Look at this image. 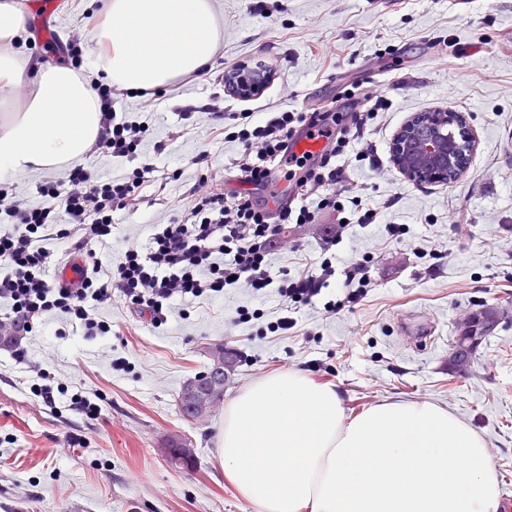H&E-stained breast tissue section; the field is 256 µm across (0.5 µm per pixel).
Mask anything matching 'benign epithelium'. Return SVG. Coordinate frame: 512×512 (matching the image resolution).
<instances>
[{
    "instance_id": "benign-epithelium-1",
    "label": "benign epithelium",
    "mask_w": 512,
    "mask_h": 512,
    "mask_svg": "<svg viewBox=\"0 0 512 512\" xmlns=\"http://www.w3.org/2000/svg\"><path fill=\"white\" fill-rule=\"evenodd\" d=\"M232 90L242 98L260 94L267 83L265 72L241 68L230 78ZM474 146V135L467 118L448 110L422 112L409 119L391 143V155L399 172L407 180L421 184H446L448 175L462 176ZM231 361L216 358V376H200L190 383L182 399L190 409L204 416L213 403L217 389L224 387Z\"/></svg>"
}]
</instances>
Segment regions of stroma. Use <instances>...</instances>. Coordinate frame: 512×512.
<instances>
[{
    "mask_svg": "<svg viewBox=\"0 0 512 512\" xmlns=\"http://www.w3.org/2000/svg\"><path fill=\"white\" fill-rule=\"evenodd\" d=\"M17 45L63 36L98 0H40ZM216 50L204 81L163 88L143 156L168 167L165 188L146 187L140 211L116 237L138 236L144 221L168 222V199L197 179L190 159L208 152L224 187L241 189L231 160L238 146L208 115L179 120L180 111L216 93L228 112H349L343 93L379 88L392 102L372 130L379 171L348 169L349 183L381 209L386 224H405L406 243L379 245L375 285L353 308L318 309L301 335L267 330L265 320L236 323L238 308H259L245 290L187 305L153 328L121 301L100 315L106 338L82 340L50 319L26 337L24 356L0 346V512H256L224 479L218 459L223 410L189 424L175 401L208 363L204 347L224 345L237 362L224 387L232 398L273 373L297 371L334 386L347 416L386 403L431 402L485 441L501 496H512V0H210ZM264 62L273 78L259 100L226 94L220 78L240 64ZM450 108L473 127L476 148L468 172L450 185L418 186L393 166L390 143L417 112ZM163 153H156L157 145ZM400 201L393 208L391 195ZM457 212L460 224L448 221ZM428 249L420 256L418 248ZM486 306L501 310L492 335L477 344L469 365L450 369L466 318ZM431 325L436 339L417 350L401 324ZM129 362L112 370L111 359ZM72 382L100 405L98 419L70 407L69 396L48 405L29 389L38 373ZM179 435L196 450L194 467L171 465L164 437ZM81 446L70 447V437Z\"/></svg>",
    "mask_w": 512,
    "mask_h": 512,
    "instance_id": "1",
    "label": "stroma"
}]
</instances>
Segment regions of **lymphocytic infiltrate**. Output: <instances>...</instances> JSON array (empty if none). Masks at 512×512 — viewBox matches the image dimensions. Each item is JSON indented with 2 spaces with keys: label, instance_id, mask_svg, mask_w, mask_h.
Wrapping results in <instances>:
<instances>
[{
  "label": "lymphocytic infiltrate",
  "instance_id": "1",
  "mask_svg": "<svg viewBox=\"0 0 512 512\" xmlns=\"http://www.w3.org/2000/svg\"><path fill=\"white\" fill-rule=\"evenodd\" d=\"M102 110V129L88 147L84 162H73L60 176L36 187L41 201L32 204L16 185L0 183V342L20 347L23 337L42 331L55 315L81 330L85 338L108 336L112 326L99 316L112 299L153 327L166 325L176 306L209 300L226 288H247L251 295H275L269 311L270 332H288L303 310L322 306L333 313L357 304L373 287L374 251H364L338 263L336 247L353 227L376 223L379 212L363 207L345 185L349 162L378 169L377 148L366 137L368 125L391 102L377 89L365 93L370 108L352 115L319 158L288 157V142L302 126L332 127V112H272L260 118L253 112H228L215 95L202 105L204 114L228 123L229 141L240 150L234 162L243 179L266 186L273 163L286 162V179H297L302 193L291 206L273 211L245 193H225L224 183L208 170L209 156L191 159L200 166L199 178L170 203L165 224L148 227L145 239L123 238L119 258L105 248L120 218L139 212L143 191L156 181L157 166L139 156L149 125L119 115L117 108L129 92L117 84L92 82ZM99 158L118 159L131 168L120 178L97 173ZM331 223L318 261L295 270H273L271 253H296V241L284 237L291 225L306 231L317 228L319 211ZM73 242L84 254L83 274L64 285L50 275L59 263V247ZM333 299L322 300L328 288Z\"/></svg>",
  "mask_w": 512,
  "mask_h": 512
}]
</instances>
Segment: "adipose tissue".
<instances>
[{
    "label": "adipose tissue",
    "mask_w": 512,
    "mask_h": 512,
    "mask_svg": "<svg viewBox=\"0 0 512 512\" xmlns=\"http://www.w3.org/2000/svg\"><path fill=\"white\" fill-rule=\"evenodd\" d=\"M28 12L0 0V177L81 158L101 126L89 81L59 62L25 69L9 45L26 30ZM215 18L209 0H99L91 30L93 70L132 89H161L210 66ZM30 81L33 97L18 105L13 88Z\"/></svg>",
    "instance_id": "1"
}]
</instances>
